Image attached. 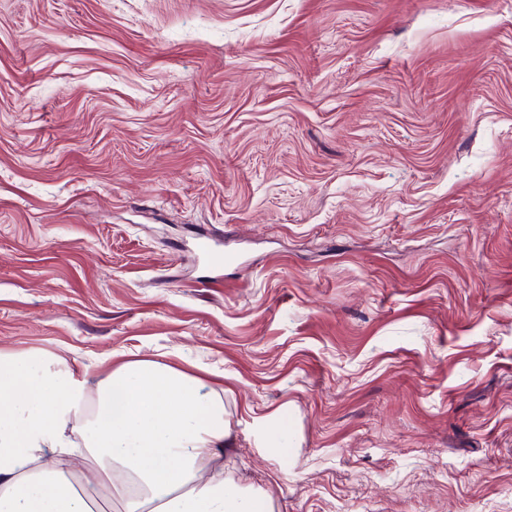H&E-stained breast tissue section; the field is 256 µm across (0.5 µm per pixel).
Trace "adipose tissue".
<instances>
[{"label":"adipose tissue","instance_id":"obj_1","mask_svg":"<svg viewBox=\"0 0 512 512\" xmlns=\"http://www.w3.org/2000/svg\"><path fill=\"white\" fill-rule=\"evenodd\" d=\"M227 435L216 390L163 360L100 377L0 346V512H95L101 493L121 512H274L267 493L225 478ZM92 459L93 482L76 484Z\"/></svg>","mask_w":512,"mask_h":512}]
</instances>
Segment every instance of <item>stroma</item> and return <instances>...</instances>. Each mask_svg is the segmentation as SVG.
I'll return each mask as SVG.
<instances>
[{
    "mask_svg": "<svg viewBox=\"0 0 512 512\" xmlns=\"http://www.w3.org/2000/svg\"><path fill=\"white\" fill-rule=\"evenodd\" d=\"M0 344L201 374L274 512H512V0H0Z\"/></svg>",
    "mask_w": 512,
    "mask_h": 512,
    "instance_id": "obj_1",
    "label": "stroma"
}]
</instances>
